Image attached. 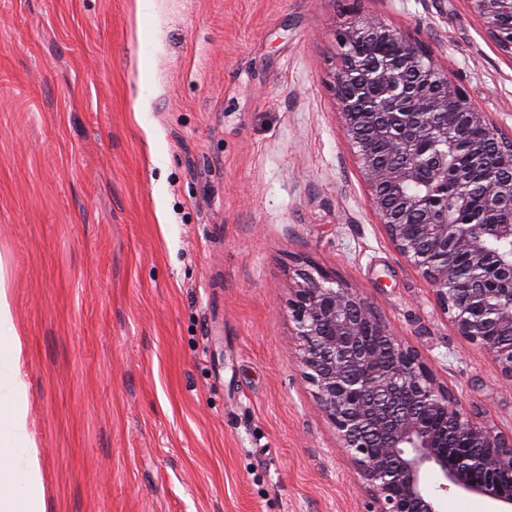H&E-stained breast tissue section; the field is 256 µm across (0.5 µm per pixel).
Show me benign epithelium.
I'll return each mask as SVG.
<instances>
[{
	"label": "benign epithelium",
	"mask_w": 512,
	"mask_h": 512,
	"mask_svg": "<svg viewBox=\"0 0 512 512\" xmlns=\"http://www.w3.org/2000/svg\"><path fill=\"white\" fill-rule=\"evenodd\" d=\"M512 58V0H467ZM331 76L343 135L368 201L398 250L431 285L459 335L512 382V220L461 222L474 211L460 185L480 173L486 204L512 186V133L478 110L431 52L377 16L335 33ZM459 137L448 138V127ZM471 165L457 163L459 151ZM289 305L293 342L316 402L354 459L368 512H442L443 495L488 498L512 512V434L476 421L366 297L320 272L299 273Z\"/></svg>",
	"instance_id": "7a95c632"
}]
</instances>
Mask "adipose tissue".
<instances>
[{"label": "adipose tissue", "instance_id": "1", "mask_svg": "<svg viewBox=\"0 0 512 512\" xmlns=\"http://www.w3.org/2000/svg\"><path fill=\"white\" fill-rule=\"evenodd\" d=\"M25 366L8 285L0 274V512H44L37 445L27 420ZM20 452L26 455L27 479L17 488L12 461Z\"/></svg>", "mask_w": 512, "mask_h": 512}]
</instances>
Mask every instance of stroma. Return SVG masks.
I'll use <instances>...</instances> for the list:
<instances>
[{"label": "stroma", "instance_id": "1", "mask_svg": "<svg viewBox=\"0 0 512 512\" xmlns=\"http://www.w3.org/2000/svg\"><path fill=\"white\" fill-rule=\"evenodd\" d=\"M149 2L0 0V270L45 512H366L292 347L308 266L512 432V384L379 224L330 89L336 29L370 13L512 128V60L467 0Z\"/></svg>", "mask_w": 512, "mask_h": 512}]
</instances>
